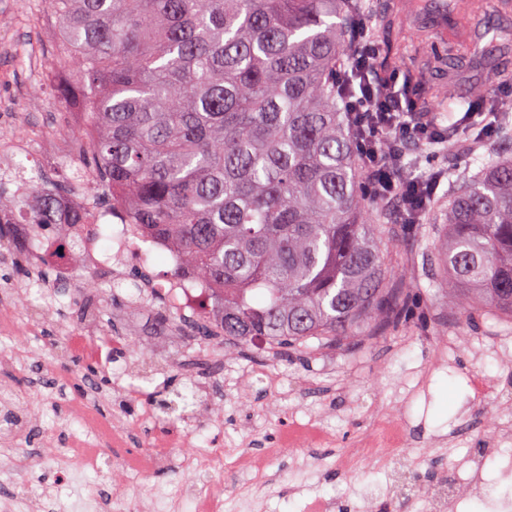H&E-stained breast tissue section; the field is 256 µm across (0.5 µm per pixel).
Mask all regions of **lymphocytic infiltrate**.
I'll return each instance as SVG.
<instances>
[{
  "instance_id": "lymphocytic-infiltrate-1",
  "label": "lymphocytic infiltrate",
  "mask_w": 512,
  "mask_h": 512,
  "mask_svg": "<svg viewBox=\"0 0 512 512\" xmlns=\"http://www.w3.org/2000/svg\"><path fill=\"white\" fill-rule=\"evenodd\" d=\"M370 72L369 63L361 59L340 78L343 100L353 118L350 129L369 194L406 207L414 202L420 183L404 179L398 165L381 154L378 144L385 137L399 144L414 141L422 131L411 105L403 101L399 75L382 81L371 79Z\"/></svg>"
}]
</instances>
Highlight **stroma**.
<instances>
[{
  "label": "stroma",
  "instance_id": "1",
  "mask_svg": "<svg viewBox=\"0 0 512 512\" xmlns=\"http://www.w3.org/2000/svg\"><path fill=\"white\" fill-rule=\"evenodd\" d=\"M501 3L477 0V26L460 41L442 39L436 19L416 13L391 35L397 60L374 64L375 75L403 72V92L416 111L435 113L437 127L446 128L462 117L457 104L424 94L422 85H447L448 73L419 75L415 60L460 51L475 41L481 63L459 72L460 82L485 89L500 109L512 108V10H503ZM46 14V0H0V132L21 129L30 153L27 169L51 175L59 157H69L76 167L83 159L68 103L49 97L42 86L40 61L58 38L57 30L43 23ZM511 148L512 131L507 130L488 134L476 145L456 137L444 146L420 144L411 150L419 161L407 173L421 176L446 167L461 175ZM395 231L401 244L390 257L388 271L392 286L410 295L406 319L368 331L351 346L327 347L309 340L307 350L290 361L242 344L208 355L188 334L161 330L155 316L140 307L137 290L127 285L103 299V318L118 336L146 347L152 362L139 367L137 355L131 354L113 360L111 369L87 376L81 362L57 361L59 328L79 324L81 300L53 295L55 313L47 317L30 305L37 286L26 288L22 294L27 300L17 306L14 318L30 329L27 372L41 380L30 392L37 414L30 432L37 442L52 439L55 451L28 471H0V487L9 491L0 500V512H30V497L39 482L52 479L58 453L71 435L82 432L67 401L51 395L59 370L70 377V393L94 384L101 394L100 415L123 421L129 429L125 447H106L105 465L87 469L57 489V499L70 507L81 496L106 489L116 467L124 471L127 491L117 512H154L160 492L179 497L180 449H170L167 468L151 474L125 471L124 465L128 456L152 447L157 435L185 430L210 449L205 467L223 471L206 490L222 493L224 512H305L312 499L332 504L333 512H365L370 504L376 512H389L400 481L413 489L405 512H423L427 486L447 477L468 490L457 512H498L512 495V437L500 441L494 433L496 427L512 424V404L496 397L512 390V325L480 315L470 320L449 317L446 283L433 266L439 226L424 221L396 225ZM259 375L267 376V384L256 383ZM479 381L487 393H477ZM203 382L212 393L196 413L169 423L145 418L146 408ZM215 411L224 415L221 424L208 422ZM386 418L405 427L399 461L391 464L382 458L350 470L339 468L343 451L358 447ZM294 422L315 424L330 436L315 460H306L303 449L284 448L283 433ZM477 454L484 465L473 472L465 461ZM258 455L265 456L268 466L246 483L224 466L232 458Z\"/></svg>",
  "mask_w": 512,
  "mask_h": 512
}]
</instances>
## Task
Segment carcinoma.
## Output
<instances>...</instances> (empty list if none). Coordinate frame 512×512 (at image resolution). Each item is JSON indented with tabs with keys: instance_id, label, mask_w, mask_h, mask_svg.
<instances>
[{
	"instance_id": "obj_1",
	"label": "carcinoma",
	"mask_w": 512,
	"mask_h": 512,
	"mask_svg": "<svg viewBox=\"0 0 512 512\" xmlns=\"http://www.w3.org/2000/svg\"><path fill=\"white\" fill-rule=\"evenodd\" d=\"M61 37L46 71L70 63L58 97L81 99L96 138L84 149L102 193L139 236L182 258L173 275L210 286L196 316L151 294L163 328L204 343L257 344L284 357L382 330L405 309L389 286L383 246L394 230L367 219L370 196L336 72L345 48L366 59L393 50L357 23L360 0H49ZM75 172L12 192L0 175V252L31 265L57 223ZM70 224L77 254L90 217ZM436 271L449 279L451 316L512 321V154L491 158L448 198ZM82 317L100 318L92 275L72 285Z\"/></svg>"
}]
</instances>
